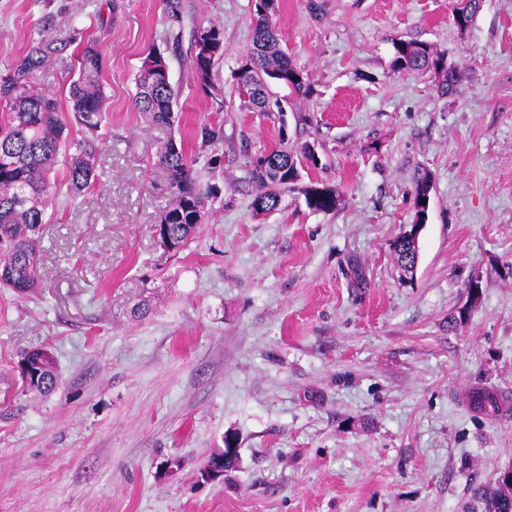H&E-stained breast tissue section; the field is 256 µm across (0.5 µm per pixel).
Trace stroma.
I'll return each mask as SVG.
<instances>
[{
  "instance_id": "obj_1",
  "label": "stroma",
  "mask_w": 512,
  "mask_h": 512,
  "mask_svg": "<svg viewBox=\"0 0 512 512\" xmlns=\"http://www.w3.org/2000/svg\"><path fill=\"white\" fill-rule=\"evenodd\" d=\"M252 10L183 0L173 25L164 0H0V73L43 30L61 41L40 73L58 100L87 41L106 61L103 174L49 208L44 289L0 288V512H464L512 467V409L463 401L484 385L512 405V0H482L464 31L452 0H279L310 92L271 84L268 114L237 93ZM209 23L224 55L206 92L188 62ZM399 40L443 51L456 93L394 72ZM151 52L178 93L170 125L133 103ZM172 138L216 189L178 249L156 234ZM281 142L320 163L259 213L251 161ZM423 184L407 276L392 243ZM323 186L329 212L305 200ZM40 348L57 361L46 393L19 370ZM229 444L235 469L205 479ZM429 206V197H428V189L425 190L424 193L420 196V202L417 207H415L416 212L419 210H425V213L416 214L415 217L410 224V230L405 231L404 234L400 237L402 241L405 242L406 248H409V258L414 257L413 264H408L407 267L409 269H413L418 261L417 256V241L420 230L424 227L426 223L427 211ZM416 247V249H415Z\"/></svg>"
}]
</instances>
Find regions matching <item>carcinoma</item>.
<instances>
[{
	"instance_id": "1",
	"label": "carcinoma",
	"mask_w": 512,
	"mask_h": 512,
	"mask_svg": "<svg viewBox=\"0 0 512 512\" xmlns=\"http://www.w3.org/2000/svg\"><path fill=\"white\" fill-rule=\"evenodd\" d=\"M481 0H456L452 9L454 24H471ZM278 5L272 4L266 14L255 11L252 19L253 38L239 68L238 94L244 104L258 112L266 111L270 73L280 74L278 82L298 96L309 91L303 75L281 49L272 17ZM193 52L189 67L195 82L203 89L212 85L215 63L224 55L222 30L215 26H197L193 34ZM211 44L210 54L197 51L199 41ZM394 71L398 73L432 69L443 74L438 91L446 95L454 90L456 70L448 66L446 56L427 43L398 41L394 43ZM60 47L47 32L33 40L4 75H0V105L9 109L11 120L0 127V288L29 294L41 287L38 241L47 211L62 193L69 197L82 192L94 182L100 153V130L104 122V92L100 75L105 58L92 43L85 46L78 60L79 78L68 88L69 110L81 126L83 136L68 142L69 125L62 120L57 98L38 88L42 68L55 60ZM154 55H148L138 76V92L134 104L158 123L174 122L173 104L176 93L168 80L160 81L152 71ZM202 142L215 145L222 141L221 127L204 123L198 129ZM278 159L275 169L254 166L253 178L264 191L254 202H262L263 210L273 211L281 203V190L299 177V159L281 148L268 152ZM64 159L66 181L56 183L50 175ZM158 160L169 174L173 197L162 223L168 225L170 247L182 246L202 223L211 190H200L196 184L194 159L187 156L176 140L160 151ZM20 369L30 375L28 386L39 392L52 390L57 383L56 363L48 350H33L24 355ZM468 404L475 412L494 416L502 411V399L491 387L469 392ZM473 497L482 501L486 512H512V499L502 497L500 487L492 490L476 488Z\"/></svg>"
}]
</instances>
